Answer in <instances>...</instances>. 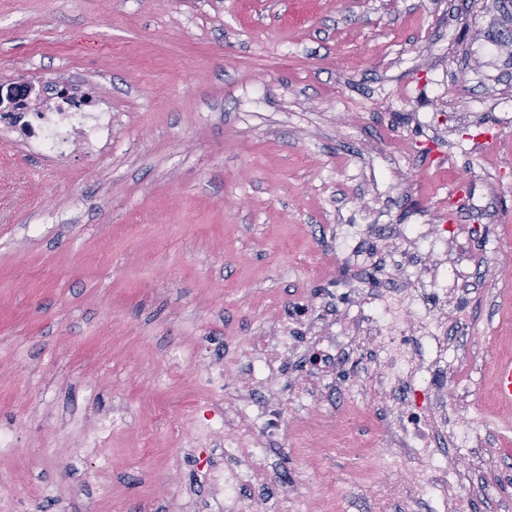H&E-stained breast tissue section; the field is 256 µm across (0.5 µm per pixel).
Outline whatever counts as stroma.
I'll return each mask as SVG.
<instances>
[{
  "mask_svg": "<svg viewBox=\"0 0 512 512\" xmlns=\"http://www.w3.org/2000/svg\"><path fill=\"white\" fill-rule=\"evenodd\" d=\"M62 78L112 107V146L40 162L0 138V494L17 512H162L207 494L156 407L202 361L301 303L379 271L332 241L367 224V260L407 224H472L473 305L448 402L488 426L459 464L477 512H512V0H0V82ZM502 251L489 265L484 240ZM184 362L168 371L167 355ZM321 381L272 452L287 489L330 474L346 512H402L373 480L376 406ZM126 408L106 472L67 422ZM361 428L347 442L341 415ZM495 379L498 402L510 408L512 406V359H501L497 362Z\"/></svg>",
  "mask_w": 512,
  "mask_h": 512,
  "instance_id": "obj_1",
  "label": "stroma"
}]
</instances>
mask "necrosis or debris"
I'll list each match as a JSON object with an SVG mask.
<instances>
[{
    "mask_svg": "<svg viewBox=\"0 0 512 512\" xmlns=\"http://www.w3.org/2000/svg\"><path fill=\"white\" fill-rule=\"evenodd\" d=\"M32 95L8 124L21 148L53 156L73 142L90 152L111 143L109 107L53 106L48 85ZM447 251L448 239L441 232L427 224L407 225L387 244L384 262L400 276L416 277L412 292L389 288L356 303L339 319L338 331L315 337L305 349L285 333L239 343L234 362L240 377L234 388H226L220 365L205 374L199 388L162 412L172 435L188 431L211 447L215 460L204 512H261L265 506L271 512H307L303 502L279 490V474L266 455L288 433L293 405L279 395L277 385L288 357L297 353L316 372L345 353L369 365V378L351 376L347 395L352 400L368 391L381 396L383 453L372 472L401 466L405 507L432 498L442 512H470L464 477L449 455L473 447L481 425L477 418L458 415L445 397L449 377L466 359L449 336L448 324L462 328L469 319V299L457 292L467 272L445 263ZM128 425L127 411L117 409L94 428L81 430L85 455L107 464L103 448Z\"/></svg>",
    "mask_w": 512,
    "mask_h": 512,
    "instance_id": "1",
    "label": "necrosis or debris"
}]
</instances>
